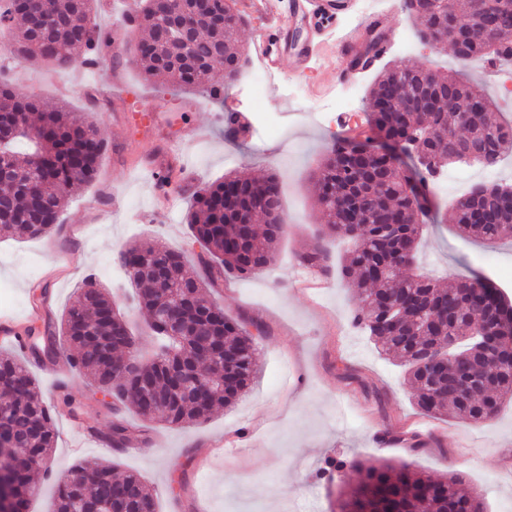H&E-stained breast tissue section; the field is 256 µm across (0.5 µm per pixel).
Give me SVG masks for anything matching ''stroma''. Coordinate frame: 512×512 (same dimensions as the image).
Instances as JSON below:
<instances>
[{
	"instance_id": "obj_1",
	"label": "stroma",
	"mask_w": 512,
	"mask_h": 512,
	"mask_svg": "<svg viewBox=\"0 0 512 512\" xmlns=\"http://www.w3.org/2000/svg\"><path fill=\"white\" fill-rule=\"evenodd\" d=\"M389 25L400 39L386 64L457 71L485 87L497 106L495 118L512 120V90L484 73L481 61L463 62L451 47L419 41L405 14ZM344 63L335 38L320 31L312 69L295 80L299 97L290 100L269 90L261 101L262 110L281 116L287 135L261 141L218 122V99L145 81L128 55L111 62L123 75L121 96L93 69L60 71L38 61L0 68L20 89L97 121L107 140L96 179L70 200L60 233L23 242L0 239V282L11 285L0 311L23 313L33 288L44 285L50 318L59 321L92 275L112 292L140 348L149 350L146 316L133 307L132 284L113 265L114 252L151 240L196 254L200 246L183 215L198 190L234 174H272L281 186L288 229L274 263L249 278H225L212 290L227 315L253 320L264 330L257 341L260 372L251 388L235 404L185 428L126 412V419L144 430L148 449L109 455L121 469L143 477L157 512H336L337 485L318 476L331 457L408 460L433 475L459 476L483 495L487 512H512V403L482 425L425 415L404 367L380 355L349 324L358 300L338 271L349 242L332 243L325 269L313 272L297 261L323 223L313 194L318 164L342 124L365 123V103L342 114L324 109L352 90L367 93L373 82L370 70L339 81L336 73ZM187 99L199 100V107L185 109ZM197 127L204 130L198 138L192 135ZM165 163L172 166V203L162 208L151 172ZM456 197L447 175L437 176L418 272L444 286L471 273L497 283L512 276V241L487 243L461 235L451 209ZM68 390L81 403L86 424L108 429L112 417L88 378L74 375ZM68 418L64 408L53 416L57 440L51 464L57 472L102 459L95 446L71 451Z\"/></svg>"
}]
</instances>
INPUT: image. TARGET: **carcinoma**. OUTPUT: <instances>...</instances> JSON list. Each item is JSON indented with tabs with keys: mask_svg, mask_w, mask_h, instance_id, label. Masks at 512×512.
I'll return each mask as SVG.
<instances>
[{
	"mask_svg": "<svg viewBox=\"0 0 512 512\" xmlns=\"http://www.w3.org/2000/svg\"><path fill=\"white\" fill-rule=\"evenodd\" d=\"M495 25L497 54L512 59V0H497ZM484 0H405L404 13L415 20L421 41L436 46L451 43L457 59L484 56ZM178 12L197 17V31L182 40H161L159 25L169 21L158 0H144L134 14L142 30L138 43L152 44L141 55L145 80L210 92L243 74L245 62L236 48L244 23L233 0H177ZM97 0H0V28L10 38L0 40L7 58L21 64L29 58L58 69L96 66L109 56L116 34L96 20ZM485 103L477 123L458 134L454 115L476 101ZM367 107L373 125L389 138L415 146L428 157L432 169L465 164L461 145L473 138L485 148L477 164L496 167L512 154V125L497 121L481 89L447 76L406 64L384 68L369 93ZM107 144L95 122L79 119L62 105L52 104L32 91L0 81V184L15 187L0 202V236L23 241L60 230L58 224L72 190L94 180ZM266 194L262 212L265 228L235 223L233 208L252 205L251 188ZM315 195L324 227L300 255L308 267L321 265L327 241L339 236L351 242L343 274L357 291L352 323L362 329L384 355H394L405 366L415 403L432 417L452 416L480 424L512 400V304L501 292L484 288L476 276H461L446 288L411 272L423 224L417 219L416 196L387 159L372 148L369 138L334 139L320 163ZM347 209L335 207L336 197ZM455 224L467 237L512 238V201L495 193L470 191L455 202ZM281 217L279 184L266 179L224 178L193 196L186 223L201 247L200 273L187 272L185 252L158 242L121 248L114 260L138 286L136 307L147 312V326L155 341L145 376L151 389L143 390L133 374L120 372L117 353L138 348L112 294L95 280L78 289L76 299L60 320V332L49 322L25 329L29 357L49 360L59 353L63 338L74 370L86 375L100 391L113 398L108 430L94 432L112 449L125 448L133 428L122 417L125 408L146 420L155 418L170 427L206 419L218 404L231 405L250 388L258 373L256 338L248 324L224 314L208 295L225 274L250 277L268 268L288 225ZM180 297L170 313L171 323L157 321L163 300L159 278ZM399 305L397 313L391 304ZM489 326L495 345L484 350L473 340L475 323ZM453 346L448 374L433 375L422 358ZM240 353L234 363L197 362L192 355L215 348ZM186 366L211 383V392L198 397L180 385L170 369ZM0 430L20 449L12 468L15 512H28L39 487L31 475L48 469L56 433L51 407L41 398L36 379L25 361L0 352ZM330 469L344 477L339 512H485L484 498L464 487L458 478L432 476L409 461L363 463L336 460ZM52 512H95L99 501L122 488L120 512H156L155 498L136 473H119L110 462L93 467L72 466L56 482Z\"/></svg>",
	"mask_w": 512,
	"mask_h": 512,
	"instance_id": "cac0c4a2",
	"label": "carcinoma"
}]
</instances>
